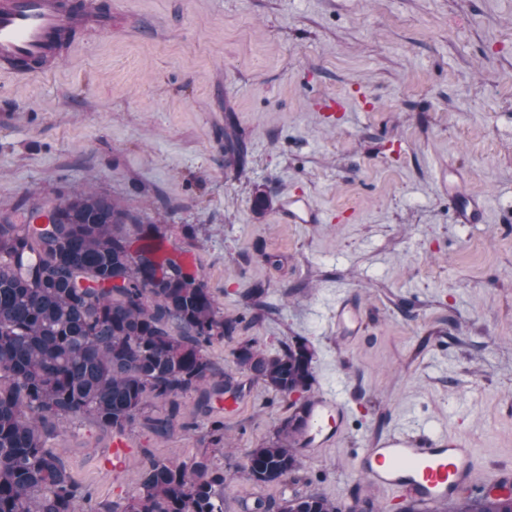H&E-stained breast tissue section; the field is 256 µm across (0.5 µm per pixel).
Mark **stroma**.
Segmentation results:
<instances>
[{"instance_id": "obj_1", "label": "stroma", "mask_w": 512, "mask_h": 512, "mask_svg": "<svg viewBox=\"0 0 512 512\" xmlns=\"http://www.w3.org/2000/svg\"><path fill=\"white\" fill-rule=\"evenodd\" d=\"M120 28L81 41L54 72L0 75V216L85 186L150 217L227 316L265 289L272 310L208 354L236 373L235 349L277 351L306 338L312 393L341 388L352 412L339 444L299 449L297 480L258 484L247 452L272 438L288 404L262 383L209 446L194 396L161 440L127 430L124 471L111 438L74 421L51 444L107 512L136 491L143 453L188 460L208 449L230 483L224 512L263 498L318 493L399 512L352 451L428 425L466 437L483 470H512V0H112ZM348 102L335 122L315 100ZM248 146L224 167V118ZM454 165L489 202L458 224L439 179ZM270 199L254 206L256 190ZM301 191L323 224H282ZM366 306L362 335L337 337L338 293Z\"/></svg>"}]
</instances>
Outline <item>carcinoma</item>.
<instances>
[{"instance_id": "1", "label": "carcinoma", "mask_w": 512, "mask_h": 512, "mask_svg": "<svg viewBox=\"0 0 512 512\" xmlns=\"http://www.w3.org/2000/svg\"><path fill=\"white\" fill-rule=\"evenodd\" d=\"M248 154L232 117L225 119L224 166L241 168ZM59 223L49 230L0 217V512H79L90 490L69 472L49 441L85 420L122 434L141 425L159 439L178 426L181 398L196 395L214 446L224 421L212 400L245 395L246 382L263 383L286 398L314 382L313 351L299 338L270 353L247 342L235 351L243 381L221 371L208 348L231 339L246 317H226L213 293L173 259L158 278L129 246L147 231L155 249L162 225L90 189L54 204ZM256 285L241 295L251 321L266 309ZM160 402L161 412L149 407ZM275 436L252 449L243 469L258 484L282 482L300 469L295 449L307 404L292 402ZM142 481L110 512H224V472L206 454L189 461L156 458L144 450ZM280 512H342L316 493H294ZM449 512H512V496L468 494Z\"/></svg>"}]
</instances>
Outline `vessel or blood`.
I'll return each mask as SVG.
<instances>
[{"label": "vessel or blood", "instance_id": "vessel-or-blood-1", "mask_svg": "<svg viewBox=\"0 0 512 512\" xmlns=\"http://www.w3.org/2000/svg\"><path fill=\"white\" fill-rule=\"evenodd\" d=\"M111 10H100L97 0H0V72L44 76L70 51L77 37L111 32ZM469 177L459 168L447 175L448 198L460 224L480 222L486 211L482 196L471 193ZM278 222L321 224L325 214L301 193L284 195ZM332 324L347 339L363 328V304L357 298L337 300ZM348 421V404L336 390L316 397L309 405L303 440L323 448L341 440ZM355 465L375 488L391 499L411 500L433 512L479 481V455L462 437L436 428L413 433L399 430L372 446L354 451Z\"/></svg>", "mask_w": 512, "mask_h": 512}]
</instances>
